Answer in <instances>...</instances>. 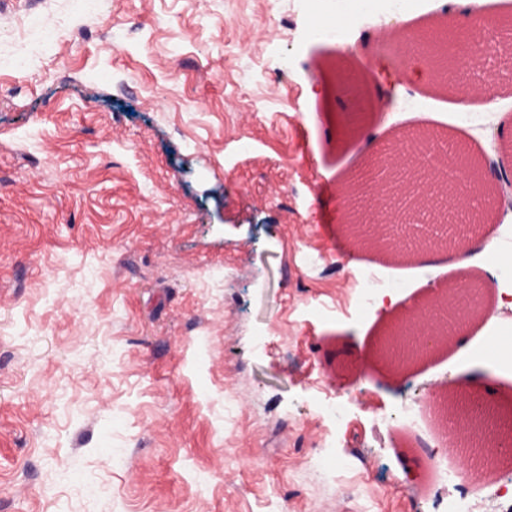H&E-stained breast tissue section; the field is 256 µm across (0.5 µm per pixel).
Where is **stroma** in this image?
<instances>
[{"mask_svg": "<svg viewBox=\"0 0 512 512\" xmlns=\"http://www.w3.org/2000/svg\"><path fill=\"white\" fill-rule=\"evenodd\" d=\"M335 7L110 0L105 25L79 0H0V21L61 23L49 43L25 28L41 56L0 68V512H438L448 418L512 430L486 318L471 349L401 373L377 357L459 274L354 244L340 194L404 130L512 142V62L473 58L496 95L463 110L455 89L390 85L373 16L313 38ZM372 273L394 307L362 304ZM403 404L419 428L389 422Z\"/></svg>", "mask_w": 512, "mask_h": 512, "instance_id": "obj_1", "label": "stroma"}]
</instances>
